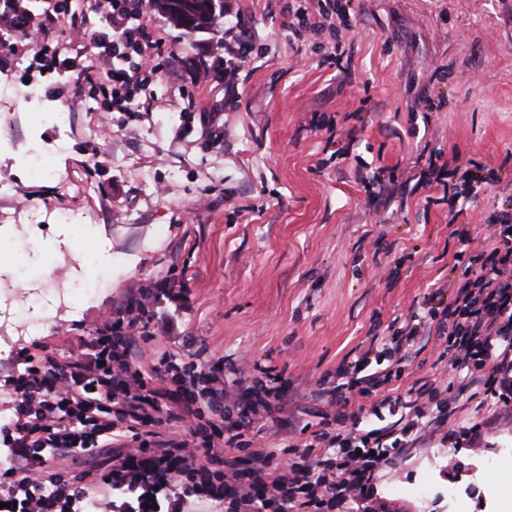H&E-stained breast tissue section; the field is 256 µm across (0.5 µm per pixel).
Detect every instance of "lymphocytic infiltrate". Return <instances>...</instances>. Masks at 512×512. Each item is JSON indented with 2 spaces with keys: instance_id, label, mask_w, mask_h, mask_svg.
Segmentation results:
<instances>
[{
  "instance_id": "1",
  "label": "lymphocytic infiltrate",
  "mask_w": 512,
  "mask_h": 512,
  "mask_svg": "<svg viewBox=\"0 0 512 512\" xmlns=\"http://www.w3.org/2000/svg\"><path fill=\"white\" fill-rule=\"evenodd\" d=\"M107 3L117 33L113 56L123 63L107 77L112 104L124 112L165 63L150 34V0ZM494 224L493 248L469 256L448 306L436 308L435 295L425 296L405 323L407 342L443 340L448 376L419 388L425 402L402 425L358 428L361 412L337 385L328 403L350 407L351 429L322 431L284 458L271 451L243 459L254 416L280 411L278 387L242 397L227 412L215 373L167 352L150 370L135 368L147 310L134 297L88 341L83 357L24 355L23 373L10 381L12 419L0 427V447L10 458L0 469V512H83L91 488L106 512H342L372 494L393 465L385 445L406 452L423 430L448 429L441 394L459 398L479 383L491 402L512 401V212ZM209 413L223 417V429L207 430ZM103 448L111 459L76 469V451Z\"/></svg>"
}]
</instances>
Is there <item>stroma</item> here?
I'll return each mask as SVG.
<instances>
[{
    "mask_svg": "<svg viewBox=\"0 0 512 512\" xmlns=\"http://www.w3.org/2000/svg\"><path fill=\"white\" fill-rule=\"evenodd\" d=\"M302 2L319 8L224 0L223 31L188 38L153 10L166 68L128 112L97 97L112 67V22L96 0L77 14L98 42L61 44L53 59L17 26H0L14 47L0 55V245L31 243L62 269L75 243L112 260L111 277L78 309L49 308L36 335L0 338V384L19 353L80 355L138 291L151 319L137 368L168 351L219 366L232 394L282 375L284 408L274 421L256 416L248 456L310 439L319 390L364 353L406 401L445 378L441 340L403 354L397 332L426 294L451 300L453 228L469 230L470 251H490L487 225L512 202V0H352L337 38L283 27V6ZM241 39L245 60L229 58L225 46ZM90 67L98 79L84 78ZM32 84L43 106L71 104L67 135L49 129L42 139L58 147L61 176L80 172L94 197L20 177L13 152L33 133L15 106ZM437 153L456 198L415 181ZM476 164L500 181L469 205L465 174ZM57 207L78 223L12 221ZM450 420L455 436L417 445L351 512H452L441 501L423 507L424 480L472 491L468 512H512V405L478 393L456 401Z\"/></svg>",
    "mask_w": 512,
    "mask_h": 512,
    "instance_id": "stroma-1",
    "label": "stroma"
}]
</instances>
